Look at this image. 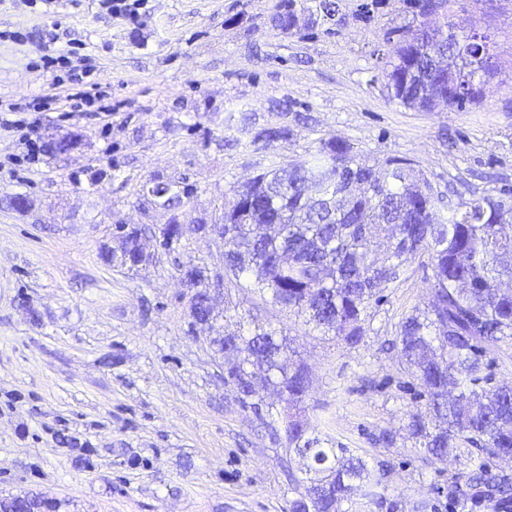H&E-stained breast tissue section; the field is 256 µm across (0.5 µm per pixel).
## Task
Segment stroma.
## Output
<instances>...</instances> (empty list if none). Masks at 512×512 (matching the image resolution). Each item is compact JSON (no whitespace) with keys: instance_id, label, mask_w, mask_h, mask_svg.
Wrapping results in <instances>:
<instances>
[{"instance_id":"1","label":"stroma","mask_w":512,"mask_h":512,"mask_svg":"<svg viewBox=\"0 0 512 512\" xmlns=\"http://www.w3.org/2000/svg\"><path fill=\"white\" fill-rule=\"evenodd\" d=\"M339 0L330 24L271 31L279 0H149L135 18L99 0H0V105H27L48 147L19 163L0 130V500L36 496L55 512H288L296 496L269 391L262 412L225 378L212 339L250 312L282 330L310 371L308 418L338 448L383 469L398 512L426 500L448 512L462 459L435 461L404 437L422 400L391 344L431 298L427 258L382 289L354 347L324 342L246 288L214 291L217 322L195 324L181 267L224 272L226 246L186 230L156 246L169 211L155 180L190 188L187 219L212 224L234 188L264 169L305 162L328 139L368 164L394 157L439 194L467 201L512 189V0H447L435 20L484 36L497 70L482 99L422 112L389 99L381 68L395 27L417 29L414 0ZM20 31L15 43L7 33ZM57 35L111 113L74 112L41 61ZM281 127L285 139L259 134ZM69 152L55 150L66 138ZM27 199V210L13 206ZM142 228L148 261L108 262L116 229ZM393 443L382 439L383 433Z\"/></svg>"}]
</instances>
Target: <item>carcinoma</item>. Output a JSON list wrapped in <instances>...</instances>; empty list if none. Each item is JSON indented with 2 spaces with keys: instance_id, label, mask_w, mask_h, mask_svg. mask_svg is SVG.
Wrapping results in <instances>:
<instances>
[{
  "instance_id": "cac0c4a2",
  "label": "carcinoma",
  "mask_w": 512,
  "mask_h": 512,
  "mask_svg": "<svg viewBox=\"0 0 512 512\" xmlns=\"http://www.w3.org/2000/svg\"><path fill=\"white\" fill-rule=\"evenodd\" d=\"M424 18L416 37L389 32L394 56L385 63L388 97L411 109L435 108V98L456 87L467 99L448 98L462 108L483 96L486 78L475 53L488 51L476 35L433 27L425 18L444 0H422ZM295 0H284L270 19L277 31L295 22ZM442 65L431 71V55ZM188 192L166 184L154 201L175 212ZM443 201L408 159L393 158L376 168L330 139L311 161L274 166L234 191L224 208V233L237 250L224 255V277L247 287L263 304L286 311L311 329L350 347L365 333L367 309L378 291L396 281L404 267L428 256L432 301L399 325L394 347L411 379L426 395L425 412L409 415L407 438L425 455L443 461L466 456L463 472L448 487V501L467 492L495 512L512 510V477L492 470L493 458L512 459V384H498L484 358L512 340V295L499 285L512 281V190L467 202ZM143 252L141 233L127 229L121 254L134 260ZM193 319L203 317L202 284H193ZM224 352L237 354L225 364L227 380L243 399H261L273 387L288 403L285 430L288 454L304 462L307 478L298 481L288 512H339L342 501L359 489L383 505L379 471L349 448H327L308 436L305 415L309 392L306 367L291 359L287 338L255 325L247 333L224 336ZM3 512H44L36 497L1 501Z\"/></svg>"
}]
</instances>
